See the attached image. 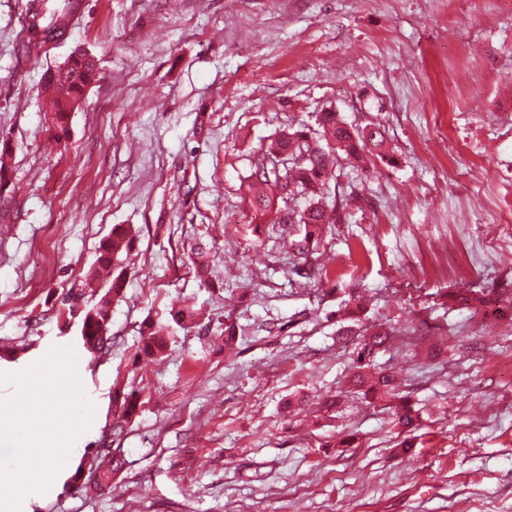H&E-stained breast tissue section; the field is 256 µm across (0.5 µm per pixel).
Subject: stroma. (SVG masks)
Instances as JSON below:
<instances>
[{"mask_svg":"<svg viewBox=\"0 0 512 512\" xmlns=\"http://www.w3.org/2000/svg\"><path fill=\"white\" fill-rule=\"evenodd\" d=\"M53 3L0 0V372L73 346L95 416L21 512H512V0H82L29 42ZM78 47L100 77L58 143L43 78ZM325 109L385 143L341 161L303 279L248 181ZM116 224L136 249L92 353L86 273ZM358 296L363 328L398 331L374 363L418 413L406 453L389 399L348 382ZM148 320L169 331L155 359ZM118 391L139 410L117 436ZM105 446L125 465L99 492ZM164 327L153 321L145 322L141 330L140 352L147 359L161 354L167 346Z\"/></svg>","mask_w":512,"mask_h":512,"instance_id":"obj_1","label":"stroma"}]
</instances>
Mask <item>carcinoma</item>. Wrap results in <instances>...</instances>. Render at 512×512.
I'll return each instance as SVG.
<instances>
[{"mask_svg": "<svg viewBox=\"0 0 512 512\" xmlns=\"http://www.w3.org/2000/svg\"><path fill=\"white\" fill-rule=\"evenodd\" d=\"M78 0H58L49 9V21L44 27L58 29L63 16L77 10ZM99 71L95 58L80 50L74 51L62 71L46 75L44 93L50 103L51 122L48 131L53 136L66 135L69 130V112L78 104L85 90L97 81ZM317 128L305 130L284 129L272 140L262 158L255 164L250 176L248 193L256 217H272L271 223H285V215H296V224L303 233L293 240L297 252L305 256L313 245L319 226L330 223V213L337 209V200L330 199L329 186L333 179V166L338 158L361 161L381 150L383 136L379 129L369 132L345 123L334 111L317 115ZM305 199V206L297 211L288 206L296 197ZM135 238L124 225L112 227L111 235L102 240L97 249L94 266L88 272L89 280L95 281L101 270L111 274L102 303L87 311L83 320L84 346L90 352L104 344L110 321L109 304L123 295L126 278L121 256L134 245ZM164 327L152 321L144 323L141 330L140 352L146 358L161 354L167 346ZM389 333L380 329L369 336H362L358 344L355 371L351 384L362 394L373 399L376 396L398 398L394 409L395 424L407 434L401 448L414 447L410 439L418 426L413 407L405 397H397L395 375L382 369L371 373V358L387 343ZM123 458L112 454L110 464L101 470L103 481L95 484L105 490L112 482V475L121 471Z\"/></svg>", "mask_w": 512, "mask_h": 512, "instance_id": "carcinoma-1", "label": "carcinoma"}]
</instances>
